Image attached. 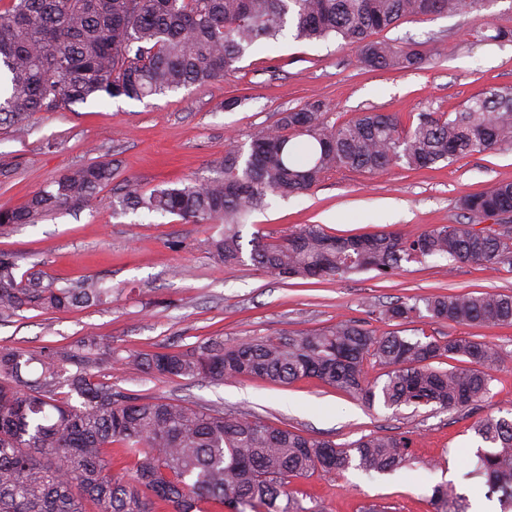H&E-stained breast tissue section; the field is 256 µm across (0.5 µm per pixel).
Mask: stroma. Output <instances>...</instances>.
Here are the masks:
<instances>
[{
	"label": "stroma",
	"instance_id": "obj_1",
	"mask_svg": "<svg viewBox=\"0 0 512 512\" xmlns=\"http://www.w3.org/2000/svg\"><path fill=\"white\" fill-rule=\"evenodd\" d=\"M510 31L479 41L482 21ZM374 40L421 44L429 61L416 70H372L356 51L329 39L309 42L285 30L278 42L248 52L237 71L214 86L182 87L143 100L96 98L34 114L24 125L0 124V209L22 208L60 174L100 161L116 167L111 184L89 206L47 213L33 224L0 230V252L20 271L57 285L103 282L112 301L63 312L24 311L0 323V346L38 352L98 336L112 343L101 373L113 388L234 413L344 446L373 434L413 439L409 465L391 473L316 471L288 490L318 512H434L433 490L452 484L468 503L485 499L483 479L465 478L459 462L483 448L479 419L512 417V326L457 324L428 313L382 320L390 303L431 294L512 293V265L448 267L443 260L403 263L384 277L362 271L339 280H281L252 263L227 266L209 241L216 224L175 215L113 212L125 180L143 190L175 186L188 176H214L225 151H248L252 135L281 113L319 101L328 123L362 112H387L410 125L422 112L457 111L477 94L512 87V0H493L463 15L409 18L374 33ZM237 99L225 108L226 99ZM512 181V147L476 152L433 168L398 164L370 174L338 169L309 191L268 196L242 229L279 237L306 224L335 236L381 229L413 236L460 222L458 200ZM355 318L374 334L448 342L468 336L508 356L477 406L448 411L435 405L388 407L315 378L274 383L238 378L215 384L150 375L122 365L131 353L165 352L218 337L241 339L315 331Z\"/></svg>",
	"mask_w": 512,
	"mask_h": 512
}]
</instances>
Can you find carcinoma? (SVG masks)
<instances>
[{
  "label": "carcinoma",
  "instance_id": "cac0c4a2",
  "mask_svg": "<svg viewBox=\"0 0 512 512\" xmlns=\"http://www.w3.org/2000/svg\"><path fill=\"white\" fill-rule=\"evenodd\" d=\"M493 0H10L0 9V123L20 125L36 112L125 96L140 100L182 86H209L237 70L257 43H275L290 28L298 39L336 37L375 70L418 69L425 52L370 36L411 17L467 14ZM313 102L284 112L252 137L248 155L225 152L215 177H192L149 192L128 180L120 205L177 215L194 224H221L212 252L226 265L244 262V220L268 194L304 193L327 173L351 168L375 174L403 163L430 169L473 152L512 146V88L472 97L448 117L429 112L401 127L386 112L328 124ZM109 161L62 174L20 210H1L0 228L91 203L112 182ZM465 221L439 224L416 236L393 231L332 236L315 224L280 238L251 239L253 266L284 279H334L376 270L391 275L402 262L435 257L492 268L512 263V231L476 228L489 217H512V182L466 195ZM15 256L0 252V322L23 311H64L112 302V289L90 279L59 287L40 273H18ZM431 317L459 324L512 325V294L481 292L424 299ZM417 305L394 304L380 318L405 320ZM94 339L26 354L0 346V512H310L290 497L294 478L317 470L390 472L410 460L411 438L369 435L348 447L202 405L142 397L98 379ZM461 358L448 370L431 363ZM383 369L382 385L365 365ZM505 362L497 349L469 337L441 344L376 336L346 319L312 332L221 339L162 353H138L124 364L145 373L222 382L242 376L288 383L316 378L387 406L445 410L483 401L492 372ZM68 391H63V388ZM476 433L492 451L477 455L488 487L512 508V418L480 420ZM134 460L112 472V446ZM286 504H278L280 497ZM435 512H467L450 486L433 494Z\"/></svg>",
  "mask_w": 512,
  "mask_h": 512
}]
</instances>
